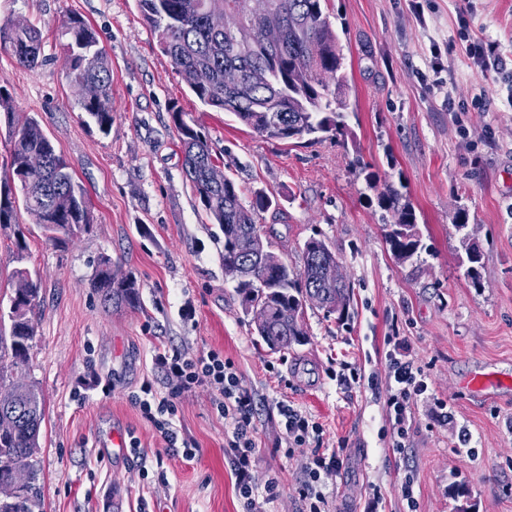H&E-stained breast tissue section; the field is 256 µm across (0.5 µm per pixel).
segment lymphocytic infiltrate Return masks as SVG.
Returning a JSON list of instances; mask_svg holds the SVG:
<instances>
[{
	"mask_svg": "<svg viewBox=\"0 0 512 512\" xmlns=\"http://www.w3.org/2000/svg\"><path fill=\"white\" fill-rule=\"evenodd\" d=\"M152 362L167 381L166 393L158 394L152 381L147 380L139 392L131 394L130 401L154 428L166 450L180 456L187 464L198 459V449L180 440L175 418L189 394L200 388L210 391L217 413L232 424L224 453L236 477L243 512H265V505L278 494V483L271 479L260 486L252 480L256 463L255 402L233 363L215 349L190 356L164 345L154 347ZM387 386V412L393 426V445L400 448L408 434L405 424L411 414L413 399L425 394L428 384L420 368L393 357L389 360ZM340 466L341 461L334 454L327 457L317 454L306 460V480L300 490L306 512H325L326 497L318 484L322 475L336 471Z\"/></svg>",
	"mask_w": 512,
	"mask_h": 512,
	"instance_id": "f902f5d3",
	"label": "lymphocytic infiltrate"
}]
</instances>
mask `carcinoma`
Instances as JSON below:
<instances>
[{"label":"carcinoma","instance_id":"1","mask_svg":"<svg viewBox=\"0 0 512 512\" xmlns=\"http://www.w3.org/2000/svg\"><path fill=\"white\" fill-rule=\"evenodd\" d=\"M144 20L157 35L164 55L201 104L233 115L243 125L267 138L316 140L324 135L347 134L348 103L344 54L323 0H136ZM214 11L224 13V29L207 23ZM63 67L71 82L91 81L98 88L93 101L81 100L80 108L106 133L112 125V64L99 46L92 26L80 17L63 24ZM0 49L19 65L35 70L46 61L41 29L28 25L17 30L0 26ZM172 121L184 157V173L196 192L210 223L224 235L221 251L224 273L241 296L243 314L257 308L267 319L255 323L257 336L271 351H288L305 344L308 331L307 306L332 297L338 319L349 313L351 285L341 275L332 246L321 238L307 239L301 249V264L292 266L269 248L257 225L258 213L269 209L272 198L256 193L250 204L241 200L240 188L229 176L214 186L208 172L215 167L205 135L172 113ZM10 151L7 169L0 175V228L16 223L17 206L37 217L47 240L63 247L91 223L84 188L75 181L71 168L58 154L39 122L30 117L9 125ZM31 155L46 164L39 185L27 184L21 169ZM383 210L392 214L388 243L394 258L404 263L418 254L421 235L412 205L394 184L384 182L379 192ZM249 231L257 239V251L249 259L236 255L232 239ZM467 277L478 282V267L484 253L465 243ZM336 275V284L324 280ZM13 295L8 316H0V387L14 384V373L26 366L36 337L33 314L40 303L39 287L29 271H13ZM91 287L106 306L136 308L141 299L131 276H117L112 259L103 257L95 267ZM40 395L27 384L17 406L0 413V482L10 467L20 465L37 477L40 431L45 416ZM37 487L11 509L0 512H40Z\"/></svg>","mask_w":512,"mask_h":512}]
</instances>
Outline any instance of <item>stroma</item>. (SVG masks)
Masks as SVG:
<instances>
[{
	"instance_id": "stroma-1",
	"label": "stroma",
	"mask_w": 512,
	"mask_h": 512,
	"mask_svg": "<svg viewBox=\"0 0 512 512\" xmlns=\"http://www.w3.org/2000/svg\"><path fill=\"white\" fill-rule=\"evenodd\" d=\"M416 20L406 0H327L346 56L348 135L268 139L232 115L204 107L157 45L136 0H0V25L41 28L44 65L20 67L0 51V86L14 121L38 120L87 191L91 224L66 245L48 242L35 216L0 229V314L16 267L40 286L36 340L17 381L45 403L36 486L43 512H241L224 455L230 426L197 390L179 408L181 438L200 448L192 464L164 449L130 402L143 381L162 389L151 360L163 342L197 355L216 349L255 395L257 484L279 481L268 512H302L303 464L338 454L322 491L330 512H455L465 486L470 512H512V0H427ZM90 22L112 62V128L79 109L58 30ZM498 44L483 68L466 38ZM185 112L241 190L267 193L257 222L276 254L299 261L310 237L329 242L353 287L345 322L307 308L308 342L275 353L258 342L225 276L223 244L191 185L171 114ZM400 186L414 207L422 249L406 263L386 240L389 215L361 166ZM470 214L467 235L452 218ZM27 242L23 260L14 232ZM486 259L481 285L464 275L462 237ZM138 281L139 308L108 309L89 286L100 256ZM421 366L404 448L386 415L387 357ZM361 383H352V375ZM485 387L470 386L471 378ZM447 402L440 412L439 402ZM288 404L321 431L289 446L279 409ZM134 437L147 460L117 455L113 431ZM148 476H141V469Z\"/></svg>"
}]
</instances>
